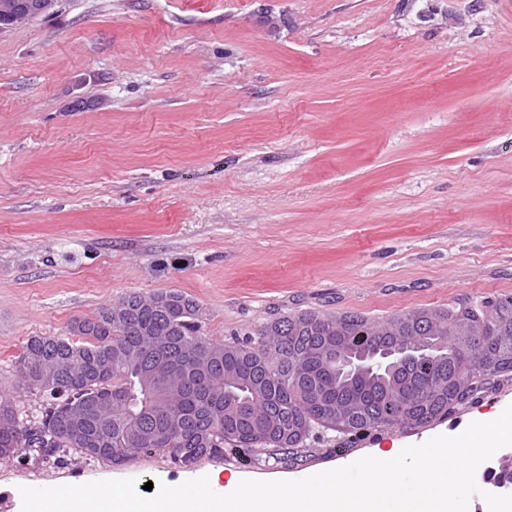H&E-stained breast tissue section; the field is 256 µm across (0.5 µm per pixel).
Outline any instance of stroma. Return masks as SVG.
I'll use <instances>...</instances> for the list:
<instances>
[{"label": "stroma", "instance_id": "obj_1", "mask_svg": "<svg viewBox=\"0 0 512 512\" xmlns=\"http://www.w3.org/2000/svg\"><path fill=\"white\" fill-rule=\"evenodd\" d=\"M170 289L224 341L299 310L382 321L512 294V0H59L0 29V390L30 337ZM511 404L505 375L373 445ZM367 446L329 431L293 463L246 449L241 470L22 450L0 460V512L21 483L285 480Z\"/></svg>", "mask_w": 512, "mask_h": 512}]
</instances>
